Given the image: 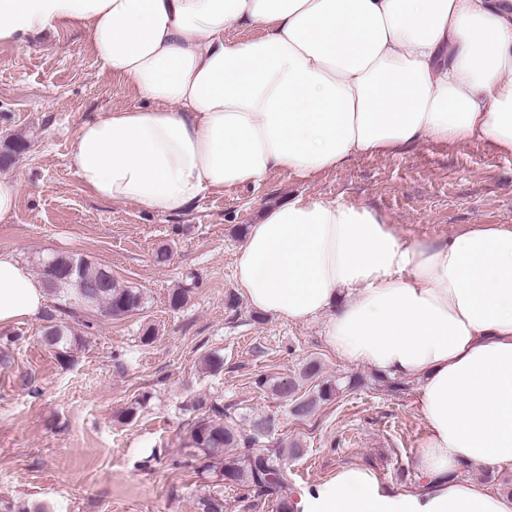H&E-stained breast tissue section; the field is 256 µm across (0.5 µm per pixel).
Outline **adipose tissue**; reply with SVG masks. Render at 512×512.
Instances as JSON below:
<instances>
[{
  "instance_id": "1",
  "label": "adipose tissue",
  "mask_w": 512,
  "mask_h": 512,
  "mask_svg": "<svg viewBox=\"0 0 512 512\" xmlns=\"http://www.w3.org/2000/svg\"><path fill=\"white\" fill-rule=\"evenodd\" d=\"M81 27L146 105L84 123L70 164L94 197L158 215L429 142L512 153V0H0V43ZM259 27L234 38L236 27ZM235 278L255 311L324 323L340 358L422 382L419 484L358 465L295 512H512L461 477L512 469V225L408 240L365 206L297 197L250 225ZM40 278L0 251V327L38 317Z\"/></svg>"
}]
</instances>
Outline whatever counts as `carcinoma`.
Listing matches in <instances>:
<instances>
[{"label": "carcinoma", "mask_w": 512, "mask_h": 512, "mask_svg": "<svg viewBox=\"0 0 512 512\" xmlns=\"http://www.w3.org/2000/svg\"><path fill=\"white\" fill-rule=\"evenodd\" d=\"M38 274L47 292L59 300L55 311L45 315L41 343L55 351L62 360L83 346V338L66 318L75 309L123 318L145 304L144 293L134 287L120 286L112 273L96 266L79 254H57L39 261ZM321 365L316 360L303 364L295 380L278 381L260 375L254 380L259 388H269L280 399L304 409L310 415L316 407L332 400L340 385L320 380ZM314 383L313 390L300 393L303 383ZM198 417L188 424L191 447L205 461V468L215 469L227 483L247 485L261 496L275 499L279 512H292L296 488L288 470L279 463L280 453H257L275 429V419L268 415H242L224 406L220 399L199 397L194 403ZM232 448L238 453H228Z\"/></svg>", "instance_id": "1"}]
</instances>
